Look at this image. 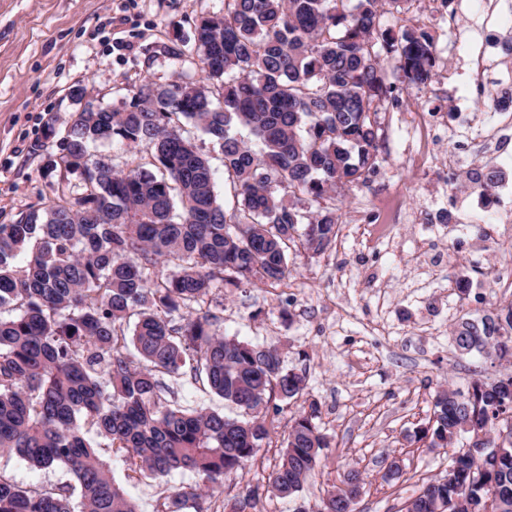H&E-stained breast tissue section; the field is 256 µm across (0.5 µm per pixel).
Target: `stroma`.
<instances>
[{"label":"stroma","mask_w":512,"mask_h":512,"mask_svg":"<svg viewBox=\"0 0 512 512\" xmlns=\"http://www.w3.org/2000/svg\"><path fill=\"white\" fill-rule=\"evenodd\" d=\"M223 12L224 0H0V224L57 194V180L44 166L61 141L44 140L47 124L61 132L86 107L123 108L146 82L201 79L195 23ZM429 15L435 75L427 87L410 88L395 61L385 60L395 91L378 107L384 148L366 183L337 198L335 245L318 257L299 254L293 300L262 285L224 291L218 333L276 346L286 368L305 371L329 443L298 501L271 499L268 512H294L300 502L316 512L350 468L364 480L360 512H400L424 481L444 475L448 466L446 449L417 439L432 421L436 390L449 384L464 391L475 379L512 375V360L460 353L451 335L460 318L512 304V292L487 287L484 276L512 260V250L476 239L466 220L482 201L464 185L469 169L489 163L512 184V154L474 155L470 168L452 179L447 135L435 141L425 165L406 157L404 113L432 112L442 124L460 113L491 118L464 88L467 51L448 50L449 22L467 24L469 11L451 20ZM78 83L86 95L76 100L70 89ZM395 196L414 222L368 235L361 210ZM459 279L468 280L467 293L453 288ZM102 458L139 512H153L168 488L198 480L175 472L132 482L120 458L108 452ZM394 459L401 472L391 478ZM0 474L23 486L50 485L63 480L65 470H34L0 451Z\"/></svg>","instance_id":"1"}]
</instances>
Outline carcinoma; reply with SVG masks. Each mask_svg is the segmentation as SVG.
I'll return each mask as SVG.
<instances>
[{
    "instance_id": "cac0c4a2",
    "label": "carcinoma",
    "mask_w": 512,
    "mask_h": 512,
    "mask_svg": "<svg viewBox=\"0 0 512 512\" xmlns=\"http://www.w3.org/2000/svg\"><path fill=\"white\" fill-rule=\"evenodd\" d=\"M409 2L224 0L223 15L195 25L205 83H147L121 110L75 113L46 168L61 184L78 175L83 192L0 224V448L73 480L22 486L0 474V512H136L102 449L131 481L176 471L205 481L170 492L155 512H213L218 494L226 512H266L272 496L298 497L327 447L306 373L285 369L274 347L216 333L213 300L226 285L286 288L293 252L320 256L335 242L336 196L376 168L374 108L394 91L381 57L410 85L433 77L430 36L384 27V5L401 13ZM186 123L223 155L231 202L217 201ZM111 143L147 147L153 169L94 158L92 147ZM503 178L488 165L467 175L474 189ZM303 199L315 210L297 208ZM452 336L463 354L512 357V304L459 320ZM167 377L208 386L241 415L166 400ZM274 398L308 408L286 423L265 476L257 453L273 445ZM475 427L490 444L476 459L460 441ZM420 439L448 449V470L402 512H512V376L437 391ZM248 465L252 479L224 493V477ZM341 484L361 496L359 471ZM337 490L316 512H357Z\"/></svg>"
}]
</instances>
